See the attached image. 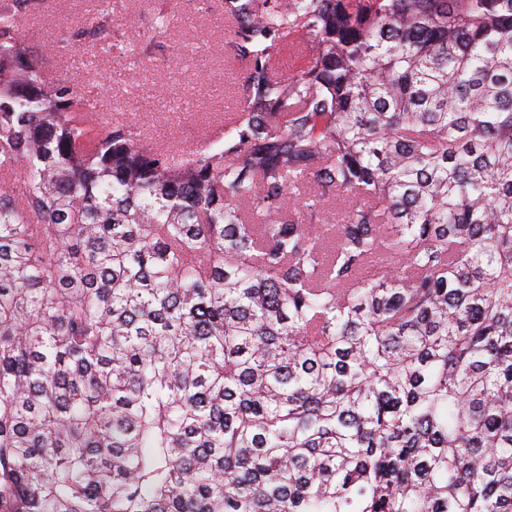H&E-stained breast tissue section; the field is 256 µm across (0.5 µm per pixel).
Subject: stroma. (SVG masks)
<instances>
[{"label": "stroma", "instance_id": "35a3bbf8", "mask_svg": "<svg viewBox=\"0 0 512 512\" xmlns=\"http://www.w3.org/2000/svg\"><path fill=\"white\" fill-rule=\"evenodd\" d=\"M103 2L109 5V39L126 44L144 43L158 7L171 11L153 60L121 64L85 46L46 50L59 27L92 16ZM22 32L51 80L97 91L108 120L135 128L146 145L199 147L217 138L225 115L240 107L244 65L231 54L223 0H210L203 11L194 10L192 0H42L23 20Z\"/></svg>", "mask_w": 512, "mask_h": 512}]
</instances>
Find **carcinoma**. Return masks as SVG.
<instances>
[{
  "instance_id": "carcinoma-1",
  "label": "carcinoma",
  "mask_w": 512,
  "mask_h": 512,
  "mask_svg": "<svg viewBox=\"0 0 512 512\" xmlns=\"http://www.w3.org/2000/svg\"><path fill=\"white\" fill-rule=\"evenodd\" d=\"M31 5L0 0V512H512V0H224L244 97L188 153L79 120ZM105 17L51 43L140 60Z\"/></svg>"
}]
</instances>
